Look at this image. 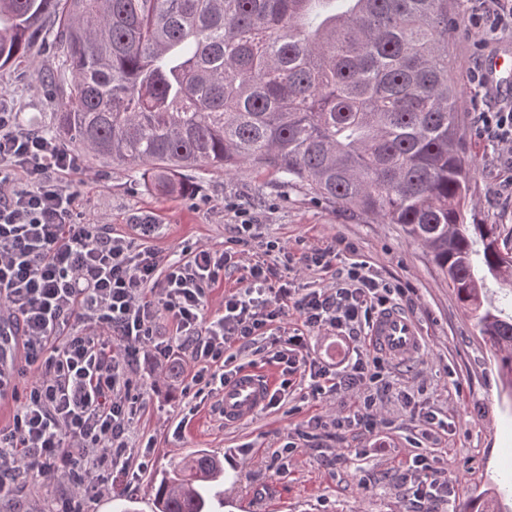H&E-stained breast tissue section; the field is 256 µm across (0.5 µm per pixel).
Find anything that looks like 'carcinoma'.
<instances>
[{"label": "carcinoma", "instance_id": "obj_1", "mask_svg": "<svg viewBox=\"0 0 512 512\" xmlns=\"http://www.w3.org/2000/svg\"><path fill=\"white\" fill-rule=\"evenodd\" d=\"M448 0H0V69L51 48L62 144L143 168L240 164L425 248L490 346L512 400V228L467 224L475 161L448 68ZM500 296L488 294L487 279ZM224 460L205 450L154 486L155 512H214ZM494 486L461 512H512Z\"/></svg>", "mask_w": 512, "mask_h": 512}]
</instances>
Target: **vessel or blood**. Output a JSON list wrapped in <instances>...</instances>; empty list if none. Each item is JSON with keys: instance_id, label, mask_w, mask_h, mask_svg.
I'll list each match as a JSON object with an SVG mask.
<instances>
[{"instance_id": "vessel-or-blood-1", "label": "vessel or blood", "mask_w": 512, "mask_h": 512, "mask_svg": "<svg viewBox=\"0 0 512 512\" xmlns=\"http://www.w3.org/2000/svg\"><path fill=\"white\" fill-rule=\"evenodd\" d=\"M372 347L394 360L418 353L423 337L416 322L390 309L376 316L368 333ZM271 384L261 372L244 369L224 386L222 410L224 422L233 425L260 411L268 400Z\"/></svg>"}]
</instances>
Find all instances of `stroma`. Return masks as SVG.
Here are the masks:
<instances>
[{"label": "stroma", "instance_id": "35a3bbf8", "mask_svg": "<svg viewBox=\"0 0 512 512\" xmlns=\"http://www.w3.org/2000/svg\"><path fill=\"white\" fill-rule=\"evenodd\" d=\"M466 8L465 0H448L450 66L461 91L464 144L476 159L466 221L512 228V193L501 184L500 151L480 136L474 120L479 112L512 110V92L486 88L477 94L470 82L476 63L512 53V32L484 37L469 25ZM51 62V56L35 51L26 65L0 70V90L22 128L37 120L52 122L57 99L37 78ZM78 158V167L63 174L62 182L76 193L83 220L109 224L113 233L130 234L132 223L148 216L163 226L153 247L177 256L204 243L238 252L243 264L251 265L263 254L234 241L242 205L259 233L292 256L338 239L344 251L337 267L363 261L386 282L401 284L407 294L399 308L418 324L423 347L407 360L385 359L384 377L447 421L448 432L435 442L422 440L408 409L381 392L373 411L387 428L340 433L333 421L353 406V398H316L303 384L292 387L278 406L228 427L220 413L221 392L198 389L187 357L177 359L161 379L149 358L140 363L139 380L147 407L134 415L128 437L132 455L146 456L147 468L112 473L110 491L77 496L66 478L47 487L23 475L12 494L0 496V512H67L72 506L114 512L119 495L136 500L140 512H151L161 475L200 449L224 458L223 512H458L490 486L512 481V401L499 390L492 353L430 254L410 243L401 225L373 222L250 165L230 173L191 172L187 194L165 197L148 189L144 170L83 152ZM290 441L295 451L285 462L280 452ZM363 448L371 454L360 464L356 454ZM417 454L432 460L451 485L450 495L419 507L407 499L404 471L405 461Z\"/></svg>", "mask_w": 512, "mask_h": 512}]
</instances>
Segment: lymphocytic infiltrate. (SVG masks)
I'll list each match as a JSON object with an SVG mask.
<instances>
[{
    "label": "lymphocytic infiltrate",
    "mask_w": 512,
    "mask_h": 512,
    "mask_svg": "<svg viewBox=\"0 0 512 512\" xmlns=\"http://www.w3.org/2000/svg\"><path fill=\"white\" fill-rule=\"evenodd\" d=\"M478 126L482 137L504 146L512 190V110L479 113ZM76 164L67 147L17 130L14 114L0 108V334L10 336L24 360L20 369L0 362V397L18 401L0 425V494L21 472L47 486L64 476L79 488L104 490L100 467L129 468V422L143 402L133 393L141 356L160 363L185 354L196 367L195 381L225 383L237 372L229 348L267 335L289 308L302 326L276 340L274 357L286 377L271 391L269 406L280 404L291 375L299 373L313 395L355 393L357 409L336 417L337 428H378L371 386L381 381L382 360L360 346L373 319L404 288L353 262L333 290L303 293L276 265L257 262L206 317L207 290L233 267V252L198 245L172 261L146 244L159 233L151 218L134 225L130 237L81 221L75 193L60 181ZM163 318L174 336L162 337ZM320 330L352 340L343 365L332 369L305 355L307 333ZM25 373L30 379L22 389ZM406 467L413 503L448 491L427 457L415 455Z\"/></svg>",
    "instance_id": "f902f5d3"
}]
</instances>
